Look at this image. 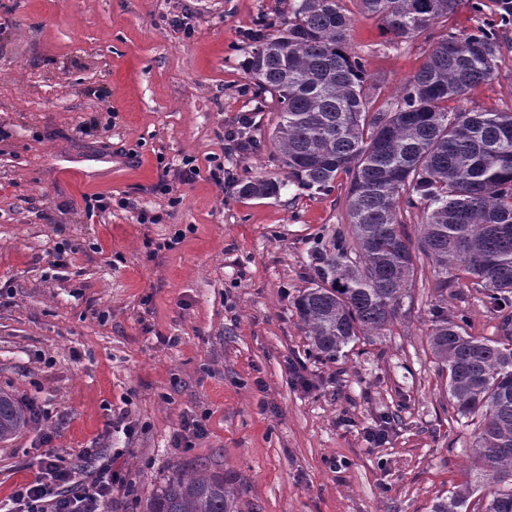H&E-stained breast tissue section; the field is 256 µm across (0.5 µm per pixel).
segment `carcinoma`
<instances>
[{"instance_id": "1", "label": "carcinoma", "mask_w": 512, "mask_h": 512, "mask_svg": "<svg viewBox=\"0 0 512 512\" xmlns=\"http://www.w3.org/2000/svg\"><path fill=\"white\" fill-rule=\"evenodd\" d=\"M366 13L403 40L431 38L460 0H360ZM497 18L437 40L400 94L374 108L367 73L347 42L342 0H299L284 27L261 37L246 62L258 90L271 95L275 139L286 178L321 193L347 177L352 243L319 236L309 254V286L294 302L313 353L336 360L362 337L379 336L416 278L419 256L431 260L439 287L468 280L505 327L512 326V112L448 111V102L492 80L512 24V0H475ZM282 182L246 181L239 193L264 198ZM425 204L412 246L403 215ZM467 318L433 309L428 344L448 370L454 413L476 421L475 459L490 476L481 512H512V336L478 338ZM33 406L0 392V442L27 429ZM469 484L431 512H468ZM145 512H242L235 490L207 466L174 470Z\"/></svg>"}]
</instances>
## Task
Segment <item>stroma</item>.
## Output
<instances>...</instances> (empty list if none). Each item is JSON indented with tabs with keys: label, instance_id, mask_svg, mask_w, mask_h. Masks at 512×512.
<instances>
[{
	"label": "stroma",
	"instance_id": "1",
	"mask_svg": "<svg viewBox=\"0 0 512 512\" xmlns=\"http://www.w3.org/2000/svg\"><path fill=\"white\" fill-rule=\"evenodd\" d=\"M297 4L0 0V390L47 415L0 443V507L48 450L87 479L111 458L126 482L104 512H143L175 467L201 463L243 512H431L453 487L486 484L474 427L450 410L427 341L442 298L470 335L502 338L483 295L456 282L438 291L423 260L384 335L316 359L293 300L315 237L350 234L346 178L325 194L292 182L267 198L239 193L283 176L276 104L245 63L254 33ZM343 5L373 99H393L429 43L397 42L359 0ZM498 65L460 109L512 111V50ZM244 114L239 148L227 133ZM188 161L198 173L183 182ZM92 194L136 206L89 219ZM141 208L160 223H139ZM187 418L206 432L184 448L175 436ZM385 419L387 443H368Z\"/></svg>",
	"mask_w": 512,
	"mask_h": 512
}]
</instances>
